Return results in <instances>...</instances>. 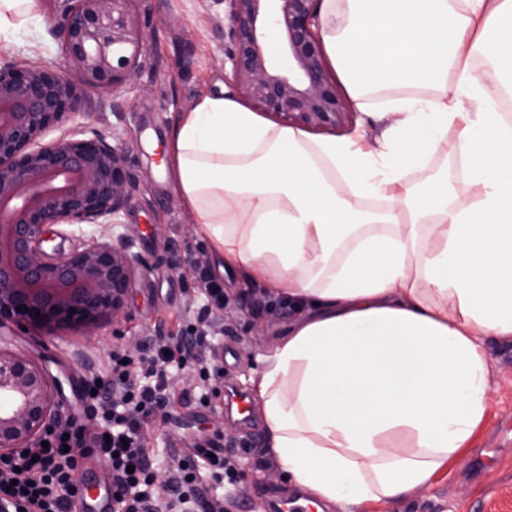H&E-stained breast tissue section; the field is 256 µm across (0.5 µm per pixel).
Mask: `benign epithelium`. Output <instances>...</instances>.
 Returning a JSON list of instances; mask_svg holds the SVG:
<instances>
[{
  "label": "benign epithelium",
  "mask_w": 512,
  "mask_h": 512,
  "mask_svg": "<svg viewBox=\"0 0 512 512\" xmlns=\"http://www.w3.org/2000/svg\"><path fill=\"white\" fill-rule=\"evenodd\" d=\"M62 66H0V326L94 335L118 316L136 256L94 237L65 253L59 225L110 223L132 185L124 149L101 137L42 143L96 89L132 81L146 36L134 0H53ZM224 70L259 111L337 127L346 105L312 27L321 0H223ZM56 381L0 348V455L23 454L61 416Z\"/></svg>",
  "instance_id": "1"
}]
</instances>
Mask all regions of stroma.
<instances>
[{"instance_id":"obj_1","label":"stroma","mask_w":512,"mask_h":512,"mask_svg":"<svg viewBox=\"0 0 512 512\" xmlns=\"http://www.w3.org/2000/svg\"><path fill=\"white\" fill-rule=\"evenodd\" d=\"M148 51L133 81L118 89L96 91L85 115L46 130L49 143L63 137L100 136L121 143L134 185L112 224L63 227L64 248L95 236L111 244L126 241L137 257L133 286L114 323L94 336L76 331L47 332L34 328L0 327V344L28 356L60 383L64 415L76 416L84 427L98 425L100 414L76 393L78 380L106 372L112 355L126 343L142 345L153 337L161 345L175 343L196 321L203 288L213 280L224 286V307L209 316L212 346L207 367L224 375L227 389L250 393V379L259 371V355L288 333L293 308L262 285L238 274L218 272L216 258L181 205L162 166L169 135L181 112L206 91L225 89L237 95L224 78V4L222 0H136ZM53 8L37 7L25 28L0 38V65L11 62H62L53 34ZM328 74L343 96L352 119L339 128H319V137L342 139L364 135L376 144L391 133L393 119L375 109L358 108L338 66ZM490 413L466 448L442 469L430 485L369 506L367 512H512V340L493 339ZM183 378H170V415L144 425L142 436L156 455L157 475L166 478L192 448L215 442L236 464L235 483L216 482L201 474L208 498L224 501V512H276L297 492L283 476L267 446L260 409L249 422L224 408L222 394L208 404L185 399V391L200 392L198 369L184 368Z\"/></svg>"}]
</instances>
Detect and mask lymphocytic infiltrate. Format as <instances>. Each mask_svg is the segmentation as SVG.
<instances>
[{
  "mask_svg": "<svg viewBox=\"0 0 512 512\" xmlns=\"http://www.w3.org/2000/svg\"><path fill=\"white\" fill-rule=\"evenodd\" d=\"M210 323L199 316L189 335L170 347L145 343L139 365L112 357L106 378H92L83 391L93 394L108 432L86 437L77 423L51 433L46 445L28 449L20 457L0 456V512H76L79 488L74 473L80 461L102 463L112 473V499L117 512H224L222 500L199 495L195 470L212 469L232 477L234 465L221 449H194L178 470L158 480L141 435L145 422L169 405L171 365L204 364Z\"/></svg>",
  "mask_w": 512,
  "mask_h": 512,
  "instance_id": "1",
  "label": "lymphocytic infiltrate"
}]
</instances>
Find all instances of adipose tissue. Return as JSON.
<instances>
[{
	"label": "adipose tissue",
	"mask_w": 512,
	"mask_h": 512,
	"mask_svg": "<svg viewBox=\"0 0 512 512\" xmlns=\"http://www.w3.org/2000/svg\"><path fill=\"white\" fill-rule=\"evenodd\" d=\"M324 48L357 97L392 85L391 138L311 139L225 92L182 112L173 188L221 263L287 298L252 391L309 504L362 507L431 482L489 408L512 339V0H323ZM429 87L430 98L411 96ZM455 139L465 175L428 174Z\"/></svg>",
	"instance_id": "1"
}]
</instances>
